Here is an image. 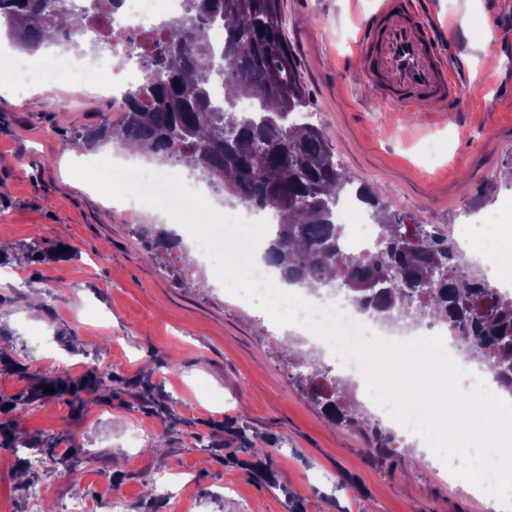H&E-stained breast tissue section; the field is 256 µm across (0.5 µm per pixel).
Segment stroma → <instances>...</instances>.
Segmentation results:
<instances>
[{
    "label": "stroma",
    "mask_w": 512,
    "mask_h": 512,
    "mask_svg": "<svg viewBox=\"0 0 512 512\" xmlns=\"http://www.w3.org/2000/svg\"><path fill=\"white\" fill-rule=\"evenodd\" d=\"M380 0H281L309 109L356 184L382 187L390 216L449 227L461 212L512 206V0H418L459 86L457 112H388L360 82L357 21ZM492 23L486 48L467 37ZM71 82L0 95V242L25 264L0 266V397L44 378L106 367L117 391L73 414L42 397L16 414L31 447L0 448V512H41L73 487L94 502L122 491L128 512H490L449 483L426 449L378 452L368 431L331 424L297 377L287 326L241 304L196 245L154 260L153 217L135 223L73 176L62 140L112 117ZM71 252L59 258L56 247ZM41 261H28L30 251ZM179 370L171 372V357ZM157 428L132 446L134 426ZM268 448L254 455L256 445ZM46 459L48 470L25 468ZM79 470L72 480L71 470ZM170 479L158 496L154 477Z\"/></svg>",
    "instance_id": "1"
}]
</instances>
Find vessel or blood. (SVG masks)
Returning a JSON list of instances; mask_svg holds the SVG:
<instances>
[{
    "label": "vessel or blood",
    "instance_id": "obj_1",
    "mask_svg": "<svg viewBox=\"0 0 512 512\" xmlns=\"http://www.w3.org/2000/svg\"><path fill=\"white\" fill-rule=\"evenodd\" d=\"M409 0H381L360 24V47L370 56L361 81L375 102L401 111L457 109V84L438 58V40L428 18L412 22Z\"/></svg>",
    "mask_w": 512,
    "mask_h": 512
}]
</instances>
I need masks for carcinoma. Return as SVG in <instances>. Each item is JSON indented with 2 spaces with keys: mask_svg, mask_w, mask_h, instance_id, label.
I'll return each mask as SVG.
<instances>
[{
  "mask_svg": "<svg viewBox=\"0 0 512 512\" xmlns=\"http://www.w3.org/2000/svg\"><path fill=\"white\" fill-rule=\"evenodd\" d=\"M48 0H0V18L11 42L22 52L38 51L47 39L81 53H95L92 42L77 41L82 14L71 5L47 10ZM224 28V43L213 45L205 32ZM167 42L179 46L151 66L150 77L130 95L129 107L116 121L82 130L64 149L93 150L130 143L160 166L177 163L225 194L277 218L275 238L265 259L288 282L317 289L339 280L353 300L393 322L424 319L450 321L469 311L477 321L457 320L460 348L468 359L493 361V373L512 389V376L501 369L512 363V295L475 275L457 253L448 232L436 226L414 228L392 220L379 187H357L381 226L376 250L346 255L336 222L341 193L353 180L335 159L322 131L301 124L295 113L307 100L295 58L282 30L280 0H185V12L163 22ZM224 84V103L212 89ZM235 135L228 140L224 127ZM179 132L176 138L173 132ZM181 239L160 224L151 236L160 253L180 247ZM288 355L299 357L313 383L327 376L313 351L286 341ZM44 389L71 397L72 410H83L82 393L112 400V378L91 372L83 382H44ZM31 401L21 396L0 400V448L16 443L15 419L9 414ZM324 413L334 423L372 426L378 448L388 454L391 434L375 424L361 404L327 400Z\"/></svg>",
  "mask_w": 512,
  "mask_h": 512,
  "instance_id": "obj_1",
  "label": "carcinoma"
}]
</instances>
